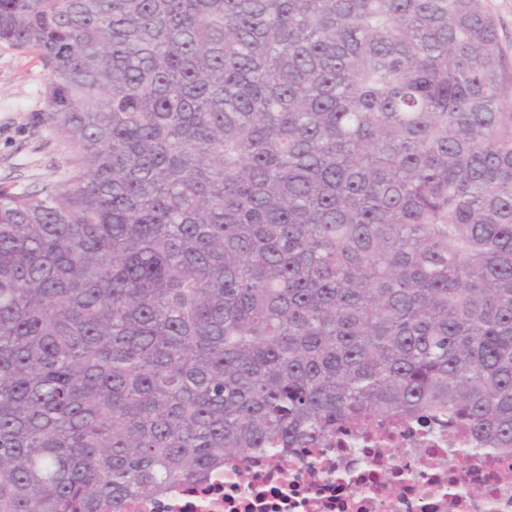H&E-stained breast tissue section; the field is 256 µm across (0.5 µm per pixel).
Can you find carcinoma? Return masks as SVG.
Here are the masks:
<instances>
[{
	"mask_svg": "<svg viewBox=\"0 0 512 512\" xmlns=\"http://www.w3.org/2000/svg\"><path fill=\"white\" fill-rule=\"evenodd\" d=\"M65 179L0 187V512H113L430 417L512 448L483 0H0Z\"/></svg>",
	"mask_w": 512,
	"mask_h": 512,
	"instance_id": "carcinoma-1",
	"label": "carcinoma"
}]
</instances>
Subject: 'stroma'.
I'll list each match as a JSON object with an SVG mask.
<instances>
[{
    "label": "stroma",
    "instance_id": "1",
    "mask_svg": "<svg viewBox=\"0 0 512 512\" xmlns=\"http://www.w3.org/2000/svg\"><path fill=\"white\" fill-rule=\"evenodd\" d=\"M45 70L0 41V186L31 191L63 181L75 151L33 120L45 107Z\"/></svg>",
    "mask_w": 512,
    "mask_h": 512
}]
</instances>
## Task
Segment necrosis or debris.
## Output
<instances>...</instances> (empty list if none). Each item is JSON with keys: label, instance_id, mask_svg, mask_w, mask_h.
I'll return each instance as SVG.
<instances>
[{"label": "necrosis or debris", "instance_id": "1", "mask_svg": "<svg viewBox=\"0 0 512 512\" xmlns=\"http://www.w3.org/2000/svg\"><path fill=\"white\" fill-rule=\"evenodd\" d=\"M120 512H512V448H475L438 423L386 422L326 448L243 455L203 485Z\"/></svg>", "mask_w": 512, "mask_h": 512}]
</instances>
